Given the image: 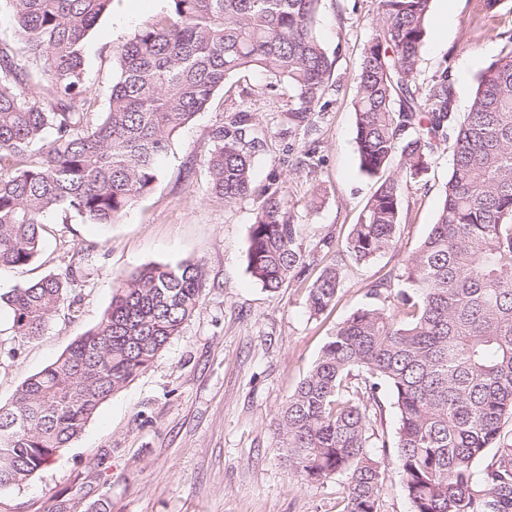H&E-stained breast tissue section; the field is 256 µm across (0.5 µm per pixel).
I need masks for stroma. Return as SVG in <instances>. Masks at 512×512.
<instances>
[{
  "mask_svg": "<svg viewBox=\"0 0 512 512\" xmlns=\"http://www.w3.org/2000/svg\"><path fill=\"white\" fill-rule=\"evenodd\" d=\"M378 0H322L317 36L333 61L325 104L308 130L291 127L286 83L248 70L232 76L210 108L181 129L153 190L113 224L50 216L36 262L0 270V293L73 264L74 305H61L46 331L0 353V403L94 328L110 305L117 276L145 265L204 264L206 296L157 362L117 391L70 448L18 489L0 491V512H48L54 498L85 512L105 498L112 512H340L344 477L309 482L291 471L275 418L318 358L330 333L367 302L366 291L400 266L430 231L448 180L451 152L441 146L424 180L402 192V230L394 250L368 264L344 257L335 305L311 316L307 287L328 264V244H343L377 188L359 165L356 75L371 40ZM168 12L167 0H113L90 32L84 58L90 119L104 112L115 52ZM512 11L487 19L480 0H433L417 81L442 67L456 76L458 112L469 109L474 79L497 55ZM239 110L257 113L267 146L255 155L254 195L211 201L205 162L212 131ZM281 191L315 260L302 280L270 293L247 271L257 191ZM371 418L383 470L379 512H412L389 447L398 427L390 396Z\"/></svg>",
  "mask_w": 512,
  "mask_h": 512,
  "instance_id": "obj_1",
  "label": "stroma"
}]
</instances>
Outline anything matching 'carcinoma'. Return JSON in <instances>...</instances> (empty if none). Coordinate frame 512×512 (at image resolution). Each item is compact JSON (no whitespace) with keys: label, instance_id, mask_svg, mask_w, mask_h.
Listing matches in <instances>:
<instances>
[{"label":"carcinoma","instance_id":"cac0c4a2","mask_svg":"<svg viewBox=\"0 0 512 512\" xmlns=\"http://www.w3.org/2000/svg\"><path fill=\"white\" fill-rule=\"evenodd\" d=\"M319 2L169 0L165 21L116 51L108 106L92 122L78 107L89 91L83 49L112 0H0L22 46L0 48V269L39 257L49 214L117 221L151 192L175 135L242 70L288 84L289 123L309 126L333 70L316 34ZM431 3L379 0L357 74L356 143L366 174L394 160L397 173L380 178L344 248L357 262L394 249L403 184L420 181L448 144L435 223L336 326L276 418L294 473L347 476L342 512H378L369 412L382 409V390L397 410L396 461L413 512H512V440L502 435L512 418V33L501 34L461 116L448 68L417 83ZM212 138L210 198L227 205L252 194L254 154L266 142L255 115L236 112ZM305 269L288 201L262 191L248 272L276 293ZM76 274L69 265L0 295L11 336L42 335ZM206 280L192 261L119 278L98 325L0 404V490L26 484L152 367L201 305ZM342 281L339 261L325 266L309 286V312L333 305Z\"/></svg>","mask_w":512,"mask_h":512}]
</instances>
